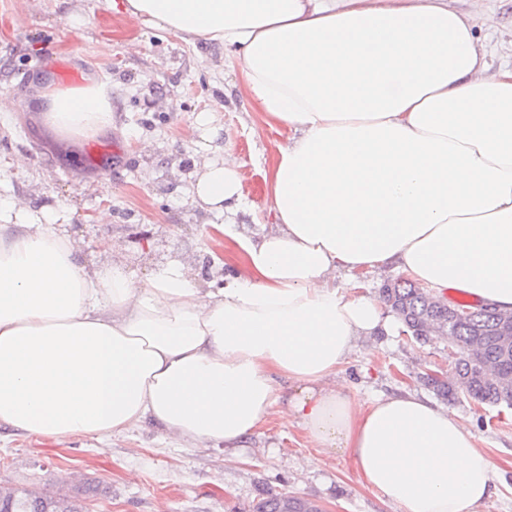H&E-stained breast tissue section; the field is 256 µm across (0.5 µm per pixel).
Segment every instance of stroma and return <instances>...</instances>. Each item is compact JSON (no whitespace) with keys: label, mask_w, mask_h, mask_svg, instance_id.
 Listing matches in <instances>:
<instances>
[{"label":"stroma","mask_w":512,"mask_h":512,"mask_svg":"<svg viewBox=\"0 0 512 512\" xmlns=\"http://www.w3.org/2000/svg\"><path fill=\"white\" fill-rule=\"evenodd\" d=\"M473 14L491 65L512 63V0H448ZM56 61L111 86L110 130L70 138L36 106L58 78ZM31 99L30 111L0 114V200L34 210L64 209V226L87 270L122 265L136 280L180 261L203 291L234 275L218 216L196 208L191 186L203 157L231 154L245 208L235 232L272 226L267 172L287 130L273 131L245 95L224 51L116 14L108 0H0V91ZM209 113L210 135L197 117ZM106 222H99V215ZM445 340L403 332L360 342L333 383L358 399L411 392L447 407L476 435L496 470L491 497L475 512H512V408L481 405L465 393L444 403L421 377L451 374ZM60 496L93 487L85 512H251L262 491L285 492L321 512H395L365 486L349 454L317 448L298 425L271 415L235 448L175 438L145 421L110 436L56 440L0 427V487Z\"/></svg>","instance_id":"stroma-1"}]
</instances>
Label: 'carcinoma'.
Instances as JSON below:
<instances>
[{
	"label": "carcinoma",
	"instance_id": "carcinoma-1",
	"mask_svg": "<svg viewBox=\"0 0 512 512\" xmlns=\"http://www.w3.org/2000/svg\"><path fill=\"white\" fill-rule=\"evenodd\" d=\"M384 303L394 311L418 341L441 339L448 333V304L428 296L423 289L406 282L382 289ZM496 321L487 318L456 330L464 359L455 364L453 378L434 387L444 398L453 399L461 389L480 404H512V387L503 379L512 376V346L503 351ZM0 512H82L78 500L28 489L0 491ZM255 512H320L314 503L286 493H269L255 504Z\"/></svg>",
	"mask_w": 512,
	"mask_h": 512
}]
</instances>
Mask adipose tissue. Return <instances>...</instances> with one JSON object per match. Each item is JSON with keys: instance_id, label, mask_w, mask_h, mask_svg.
Segmentation results:
<instances>
[{"instance_id": "ef3b65f1", "label": "adipose tissue", "mask_w": 512, "mask_h": 512, "mask_svg": "<svg viewBox=\"0 0 512 512\" xmlns=\"http://www.w3.org/2000/svg\"><path fill=\"white\" fill-rule=\"evenodd\" d=\"M121 8L222 47L267 125L288 128L270 168L275 228L235 235L238 275L205 293L180 262L143 283L110 262L86 273L57 214L0 202V426L65 439L149 420L230 446L279 406L398 512H473L495 465L468 426L415 393L362 402L325 382L359 341L399 327L338 273L394 264L512 312V65L489 68L448 0ZM41 97L57 133L112 126L96 79ZM191 196L238 211L236 161H203Z\"/></svg>"}]
</instances>
